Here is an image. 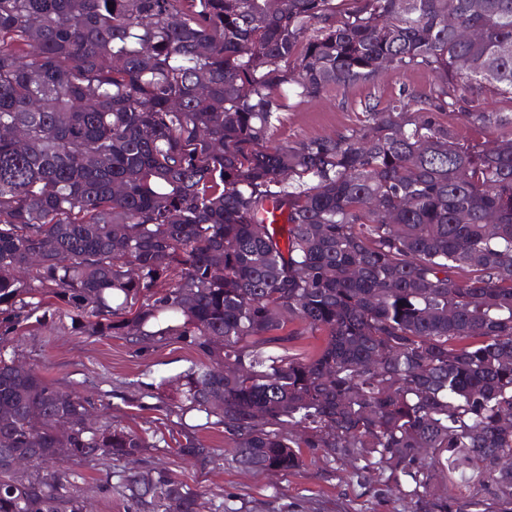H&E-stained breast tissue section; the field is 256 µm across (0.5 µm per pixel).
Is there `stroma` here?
<instances>
[{"mask_svg": "<svg viewBox=\"0 0 512 512\" xmlns=\"http://www.w3.org/2000/svg\"><path fill=\"white\" fill-rule=\"evenodd\" d=\"M425 69L387 73L316 99L294 97L272 132L275 144L334 137L359 127L366 105L386 106L401 93L419 95L439 84ZM5 356L39 369L50 381L106 403L114 421L146 436L178 441L193 437L214 456L200 463L175 454L166 444L146 449L135 462L72 464L69 482L77 488L88 512H134L119 490L125 480L148 468L167 471L196 490L203 512H410V497L390 482L356 470L349 460L332 461L305 449L302 466L288 474L256 473L236 467L234 449L220 427H205L197 412L159 411L150 386L174 379L197 361L195 352L178 343L133 346L119 338L80 336L65 315L46 318L9 337ZM111 476L112 497L96 493Z\"/></svg>", "mask_w": 512, "mask_h": 512, "instance_id": "obj_1", "label": "stroma"}]
</instances>
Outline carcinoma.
I'll return each instance as SVG.
<instances>
[{"mask_svg":"<svg viewBox=\"0 0 512 512\" xmlns=\"http://www.w3.org/2000/svg\"><path fill=\"white\" fill-rule=\"evenodd\" d=\"M401 2L0 0V345L50 311L176 341L202 361L175 407L224 427L239 466L286 473L318 448L408 486L413 512H472L487 487L512 512V137L459 143L438 117L473 85L512 96V0ZM415 68L442 84L348 135L270 144L290 96ZM94 405L0 355V512H82L62 464L150 447ZM460 459L480 487L435 491ZM123 497L203 509L162 470Z\"/></svg>","mask_w":512,"mask_h":512,"instance_id":"cac0c4a2","label":"carcinoma"}]
</instances>
